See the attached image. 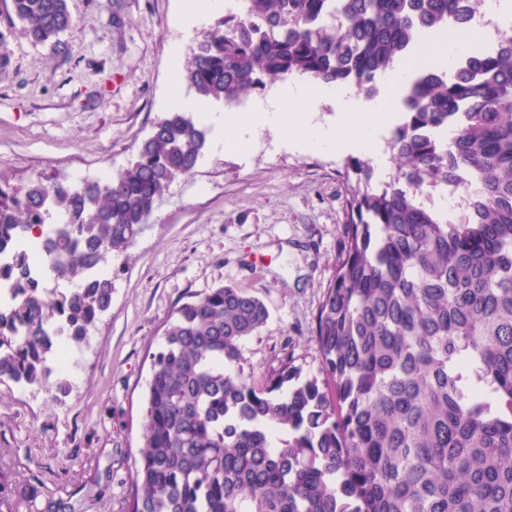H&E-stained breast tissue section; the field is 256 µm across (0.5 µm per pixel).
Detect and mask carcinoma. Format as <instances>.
Returning a JSON list of instances; mask_svg holds the SVG:
<instances>
[{
	"mask_svg": "<svg viewBox=\"0 0 512 512\" xmlns=\"http://www.w3.org/2000/svg\"><path fill=\"white\" fill-rule=\"evenodd\" d=\"M31 43L63 55L68 0H11ZM458 0H237L200 35L184 82L237 104L266 79L343 83L366 97ZM447 74L417 70L393 131L392 181L345 166L342 251L315 317L317 372L290 358L257 383L243 339L269 313L222 285L173 312L152 355L128 512H512V31ZM202 118L168 112L106 181L0 175V379L50 375L112 304L101 272L132 246L203 152ZM474 184L457 218L426 189ZM42 240L43 285L24 241Z\"/></svg>",
	"mask_w": 512,
	"mask_h": 512,
	"instance_id": "cac0c4a2",
	"label": "carcinoma"
}]
</instances>
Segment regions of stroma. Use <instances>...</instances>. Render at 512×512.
I'll return each instance as SVG.
<instances>
[{
	"label": "stroma",
	"mask_w": 512,
	"mask_h": 512,
	"mask_svg": "<svg viewBox=\"0 0 512 512\" xmlns=\"http://www.w3.org/2000/svg\"><path fill=\"white\" fill-rule=\"evenodd\" d=\"M65 55L32 45L0 0L11 60L0 69V174L18 185L56 176L77 185L126 168L153 122L174 111L197 33L181 0H68ZM215 128L194 170L170 187L128 251L112 259V306L91 330L68 393L0 381V512H127L143 433L150 356L188 296L233 285L270 316L241 343L254 378L284 356L315 371L311 334L341 250L346 162L391 181L357 151L286 146L216 151ZM33 494L17 505L16 491Z\"/></svg>",
	"instance_id": "1"
}]
</instances>
